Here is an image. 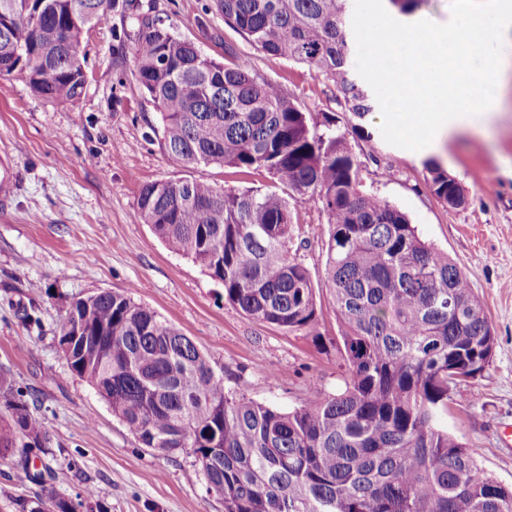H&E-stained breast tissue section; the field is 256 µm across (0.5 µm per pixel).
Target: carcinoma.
Here are the masks:
<instances>
[{"instance_id":"obj_1","label":"carcinoma","mask_w":512,"mask_h":512,"mask_svg":"<svg viewBox=\"0 0 512 512\" xmlns=\"http://www.w3.org/2000/svg\"><path fill=\"white\" fill-rule=\"evenodd\" d=\"M349 0H214L224 23L268 56L305 64L333 82L362 120L378 106L355 74ZM115 0H0V61L19 49V75L49 101L83 94V34ZM138 81L160 115L157 138L188 166L264 171V191L228 193L198 180L142 186L143 223L224 288V301L290 332H314L315 291L292 253V207L326 217L325 279L339 336L343 384L312 386L291 411L224 385L177 327L129 291L71 303L60 326L65 359L138 441L194 458L224 512H512V488L486 474L476 452L440 418L458 385L480 377L497 336L481 297L448 253L424 240L405 212L368 189L361 162L329 112L304 110L283 85L205 54L150 14L134 18ZM430 188L451 208L459 182L435 160ZM0 457L50 454L42 419L0 375ZM75 498L23 501L19 512L103 509Z\"/></svg>"}]
</instances>
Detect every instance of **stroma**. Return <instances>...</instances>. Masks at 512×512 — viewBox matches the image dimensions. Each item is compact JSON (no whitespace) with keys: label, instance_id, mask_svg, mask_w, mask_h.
Masks as SVG:
<instances>
[{"label":"stroma","instance_id":"obj_1","mask_svg":"<svg viewBox=\"0 0 512 512\" xmlns=\"http://www.w3.org/2000/svg\"><path fill=\"white\" fill-rule=\"evenodd\" d=\"M149 13L171 24L212 58L278 82L303 108L335 114L361 176L405 212L419 234L448 253L469 276L497 336L495 356L477 380L460 384L441 423L475 449L484 471L512 487V70L504 75L507 116L485 132L458 138L445 165L465 190L451 208L432 195L423 152L386 143L381 112L355 120L336 101V87L306 65L265 55L227 26L213 0H119L101 26L85 33L81 50L86 88L73 104L32 93L18 75L0 77V153L18 176L0 213V374L36 401L51 439V467L41 482L25 479L19 458L0 460V512L15 500L74 497L92 488L106 512H224L191 457L158 456L113 415L85 380L74 375L56 335L70 302L101 290H132L142 303L189 336L227 387L282 409L297 407L310 383L332 391L341 382L335 350L310 335L288 333L225 303L224 291L191 259L172 251L142 223L137 197L147 183L200 179L238 192L263 189L267 174L243 175L216 164L188 167L145 138L158 114L132 59L117 62L116 35ZM233 55H226L225 46ZM303 243L296 254L308 269L321 308L318 332L338 336L324 283L325 218L297 204ZM39 307L30 328L21 309Z\"/></svg>","mask_w":512,"mask_h":512}]
</instances>
